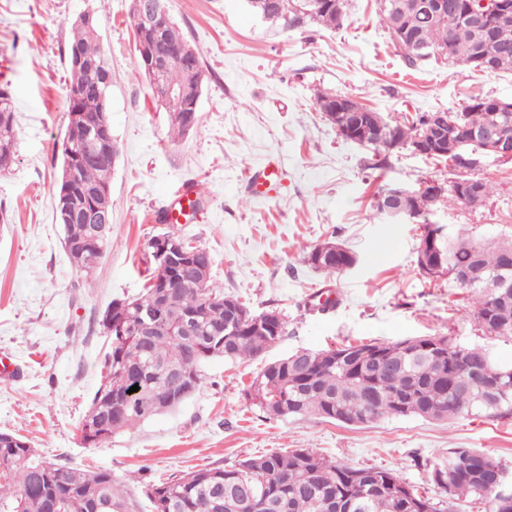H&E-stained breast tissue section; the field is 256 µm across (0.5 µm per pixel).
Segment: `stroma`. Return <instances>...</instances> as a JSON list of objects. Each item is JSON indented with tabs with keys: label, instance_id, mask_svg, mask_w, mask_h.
<instances>
[{
	"label": "stroma",
	"instance_id": "35a3bbf8",
	"mask_svg": "<svg viewBox=\"0 0 512 512\" xmlns=\"http://www.w3.org/2000/svg\"><path fill=\"white\" fill-rule=\"evenodd\" d=\"M374 4L348 0L347 21L334 30L270 23L247 0H170L203 71L197 123L176 136L137 65L132 0H0V87L13 97L18 130L15 161L0 174V355L17 363L13 377L0 379L1 432L64 467L111 471L127 512H152L149 481L295 448L342 466L396 471L421 492L431 488L427 461L451 447L472 448L495 457L512 491V417L348 426L277 418L247 397L264 363L348 342L450 335L512 362V339L488 335L467 317L466 289L419 273L422 226L373 210L381 188L448 184L460 170L405 149L374 168L373 149L338 136L314 106L318 93L332 92L388 119L458 112L476 96L512 98V72L410 69ZM86 13L99 19L112 67L118 149L112 246L90 275L62 247L54 195L68 124L67 47ZM269 161L277 167L274 190L250 191L253 173ZM474 174L493 186L489 200L439 206L429 223L476 237L489 225L512 227V163L486 156ZM188 184L200 205L181 234L210 253L213 282L254 312H280L286 333L264 358L208 362L202 387L174 411L100 446L84 443L82 422L110 347L102 315L112 300L141 293L151 272L147 243L167 229L158 215ZM328 240L352 251L356 265L330 277L310 267L307 252ZM326 287L338 303L323 312L311 297Z\"/></svg>",
	"mask_w": 512,
	"mask_h": 512
}]
</instances>
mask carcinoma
Masks as SVG:
<instances>
[{"instance_id":"carcinoma-1","label":"carcinoma","mask_w":512,"mask_h":512,"mask_svg":"<svg viewBox=\"0 0 512 512\" xmlns=\"http://www.w3.org/2000/svg\"><path fill=\"white\" fill-rule=\"evenodd\" d=\"M253 11L270 21L294 26L303 21L339 28L347 19V0H333L330 8H318L310 0L311 13L276 10L269 0H248ZM377 13L387 31L396 18L411 23L409 34L415 45L394 43L407 65L415 67L437 61L436 52L447 51L449 65L476 68L480 50L494 61L491 72H512V24L495 27L486 34L467 23L450 25L438 19L412 20L414 0H383ZM99 20L90 14L74 23L69 43V121L61 146L63 159L79 154L84 131L101 117L103 103L99 86L110 64L99 44ZM170 52L187 47L191 62L163 70L148 71L143 58L138 67L149 83L183 86L198 80V55L169 21L160 33ZM493 98L476 97L460 112L450 116L458 123L479 129L498 124L512 136V112L492 110ZM171 116L175 134L187 132L192 101L173 96L163 102ZM429 113L412 119L382 120L376 151L390 153L387 145L401 146L418 140L424 133ZM17 129L11 95L0 91V171L11 168L16 151ZM479 145H448L455 167ZM112 156H99L81 167L75 184L66 189L64 178L56 184L57 203H82L89 194L112 193ZM483 192L467 200L451 185L438 198L427 187L414 191L416 220L444 203L467 207L482 205L493 187L482 181ZM62 246L70 260L91 273L112 243L111 227L93 242L88 241V224L79 217L63 224ZM451 264L461 271H474L487 280L506 273L512 261V228H497L484 239L474 241L464 233L448 229ZM314 269L328 276L356 263L353 252L327 242L312 248L305 257ZM468 290L472 297L469 316L479 327L499 328L500 314L491 309L489 295L478 284L449 278ZM162 304L163 314L146 335L140 310ZM110 308L124 312L123 336L106 328L112 347L106 360L107 382L95 393L91 405L97 407L94 424L100 426L92 444L100 445L112 434L130 429L152 416L171 411L187 400L203 383V366L213 358L227 361L258 358L280 342L286 321L281 313L252 312L231 294L215 285L211 276L202 279L188 271L154 269L144 292L133 299L114 302ZM192 316L201 334L191 341L177 332L178 322ZM234 318L242 330L230 336L224 323ZM261 322H256V318ZM139 390L130 394L134 386ZM255 405L276 417H316L349 426L373 423L385 417H421L451 422L464 415L512 416V364L496 360L486 349L460 342L451 336H420L396 342L349 343L328 349H302L269 362L251 385ZM435 496L422 495L392 470L351 468L328 462L311 451L299 448L286 455L271 454L240 461L229 468H202L167 482L148 485L155 512H253L262 501V512H454L463 498L480 499L497 512L489 488L491 470L500 468L489 454L470 448H449L427 463ZM445 472L454 481L453 490L439 482ZM105 495L117 509L126 508L122 489L107 470L84 471L60 467L43 460L20 437L0 440V512H47V503H64L72 496Z\"/></svg>"}]
</instances>
